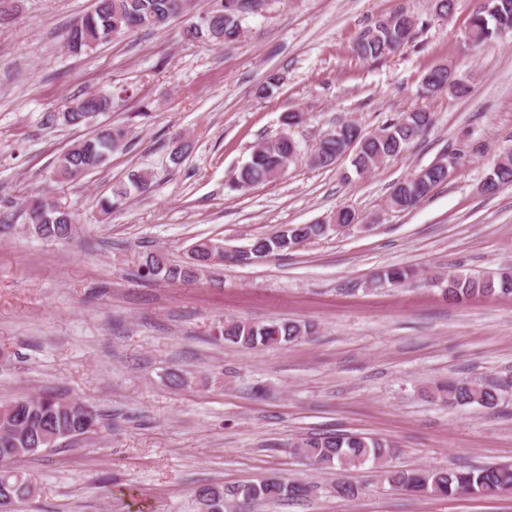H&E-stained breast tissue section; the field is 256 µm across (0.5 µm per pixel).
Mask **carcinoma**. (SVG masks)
Instances as JSON below:
<instances>
[{"mask_svg": "<svg viewBox=\"0 0 512 512\" xmlns=\"http://www.w3.org/2000/svg\"><path fill=\"white\" fill-rule=\"evenodd\" d=\"M512 14V0H480L471 15L472 38L482 46L497 38L496 14ZM251 13L249 0H206L204 7L192 11L190 0H95L93 10L70 25L63 34L65 47L78 54L105 43L124 33L139 30H159L179 15H190L183 30L192 40L205 37L217 44L232 43L240 37L242 22ZM419 24V18L409 12H399L377 21L358 37L355 51L365 59H379L398 52L410 39ZM112 108L110 94H84L69 101L62 116L51 113L46 121H58L66 126L94 124L99 115ZM296 113L286 112L281 124L284 132L261 141L240 168L234 185L244 188L270 183L287 171L299 156L297 142L287 133L296 126ZM433 123L432 114L424 109L403 112L382 128L366 132L356 124L342 122L316 143L315 165L329 167L340 160L346 142L359 139L358 152L351 164L359 174H365L384 160L400 154L414 140L423 136ZM95 135L61 153L54 165V177L67 183L77 182L84 172L103 168L108 155L128 144L129 131L119 125L102 124ZM499 185L512 182V156L497 165L494 173ZM448 180L442 171H429L420 179L406 178L398 182L385 201V206L403 212L415 208L425 197ZM130 185L117 186L112 194L98 200L99 210L105 214L131 194L145 196L153 188L152 173L141 170L130 175ZM25 224L39 239L67 242L76 233V219L72 212L56 204V199L45 196L28 201L25 206ZM331 230V223L293 224L280 226L270 233L255 238L251 245L265 250L269 256H280L311 240L320 239ZM217 243L205 239L195 243L199 261L188 265L157 253H146L138 261V276L169 282L189 283L209 266L208 253ZM444 284L443 293L457 302L475 295L512 294V267L496 272L478 274L448 273V279L436 280ZM311 333V326L292 320L273 319L264 323L233 320L224 323V340L242 348L279 347L291 344ZM433 395L450 406L478 404L492 409L498 405L497 384L473 383L450 378L434 385ZM84 418L77 400H66L51 395L35 398L23 396L0 405V486L16 487L28 495L29 475L13 467L23 458L55 448L85 434ZM291 452L304 457L324 469L336 473L349 472L372 460L380 461L387 453L388 444L378 438L359 434L318 436L289 445ZM386 480L393 487L412 495L499 496L512 494L511 467H471L469 469L415 468L388 471ZM308 487L299 481H284L278 477L262 478L256 482L238 485L201 486L195 491L197 512H224L227 503L242 500L255 505H270L287 499H303Z\"/></svg>", "mask_w": 512, "mask_h": 512, "instance_id": "obj_1", "label": "carcinoma"}]
</instances>
